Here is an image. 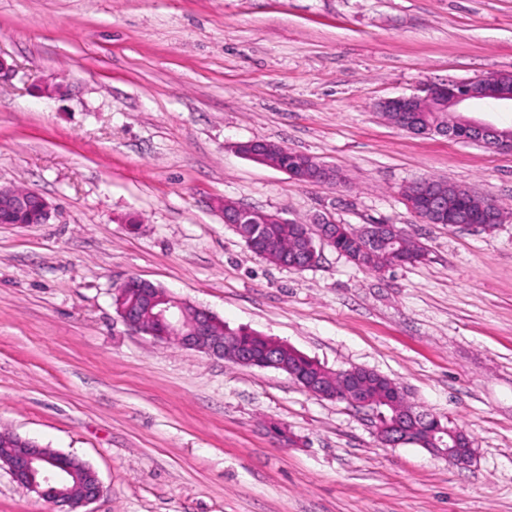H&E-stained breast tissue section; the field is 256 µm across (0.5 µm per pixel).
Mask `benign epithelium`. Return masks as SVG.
<instances>
[{"label":"benign epithelium","mask_w":512,"mask_h":512,"mask_svg":"<svg viewBox=\"0 0 512 512\" xmlns=\"http://www.w3.org/2000/svg\"><path fill=\"white\" fill-rule=\"evenodd\" d=\"M501 83L502 75L494 74L476 80L427 84L422 88V94L385 99L379 103V109L382 112L397 113L394 125L415 136L438 132L480 142L489 148L497 146L501 150H512V129H500L460 116L463 108L472 102L490 99L500 103H512V90L503 88ZM428 112L453 113L457 115V120L446 129H438L428 121ZM236 149L258 161L288 152L285 146L272 140L242 142ZM283 171L295 180L314 184L328 181L331 174V168L309 155L296 165L283 167ZM414 188V197L408 202V206L429 224H438L444 218L448 223L457 226L500 223V216L494 209L474 213L461 204L462 198L472 196L470 191L462 187L456 188L452 197L445 193L442 184L430 178L414 182ZM2 196L13 202L16 210L30 212L32 219L39 224L47 223L51 217V203L34 190L1 189L0 197ZM222 214L224 223L234 226L249 222V218L256 215V211L226 200ZM398 233L400 229L393 224H369L362 228L361 237L365 248L377 250L388 238ZM332 234V224L329 222L304 227L301 234L304 244L303 258L295 260L290 267L303 270L314 266L320 257L318 245L330 242ZM127 287L128 283L125 282L117 289L115 304L121 320L131 332L149 335L159 341L173 339L185 349L217 358L231 350L237 362L243 366L273 368L288 373L294 380L297 379L296 374L288 371L278 344H273L263 356L255 357L240 350L233 337L215 335L217 317L208 310L195 307L196 314L187 321L185 307L189 305L188 301L168 291L163 296L144 292L141 302H129ZM341 375L346 385L342 399L361 409L376 410L373 400L365 393L361 377L351 369L342 371ZM376 385L386 395L385 401L393 409L391 420L380 425L378 429L379 437L384 443L391 446L416 445L456 467L465 468L471 465L476 451L471 444L466 447L458 446L457 436L461 430L442 425L435 416L431 418L430 429L419 432L418 428L424 417L412 414L400 405V397L404 395L402 388L382 374L377 378ZM301 386L318 398L336 399V395L318 377L302 379ZM12 441V449L0 451V468H6L16 483L53 505L58 512H77L78 508L93 502L103 493L102 483L94 473L91 484L81 496L48 498L45 496L47 486L65 483L71 468L51 462L43 452V447L33 439L16 436Z\"/></svg>","instance_id":"obj_1"}]
</instances>
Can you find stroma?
<instances>
[{
  "label": "stroma",
  "mask_w": 512,
  "mask_h": 512,
  "mask_svg": "<svg viewBox=\"0 0 512 512\" xmlns=\"http://www.w3.org/2000/svg\"><path fill=\"white\" fill-rule=\"evenodd\" d=\"M0 57V187L53 206L0 224V432L88 462L89 512H512V152L376 108L512 72V0H0ZM257 139L340 184L236 152ZM423 178L495 199L501 223H424L403 196ZM226 200L395 224L428 256L376 273L325 246L285 269L225 224ZM132 276L388 376L475 461L384 445L372 413L282 371L130 332L114 297ZM279 169L287 172L295 180L314 184H322L328 181L332 170L309 155L306 156L304 161H299L296 165L288 164V166ZM5 192V193H4ZM6 197L17 211H29L37 224H45L51 217L52 205L45 197L31 189L8 188L0 190V197ZM34 204V206L32 205Z\"/></svg>",
  "instance_id": "35a3bbf8"
}]
</instances>
